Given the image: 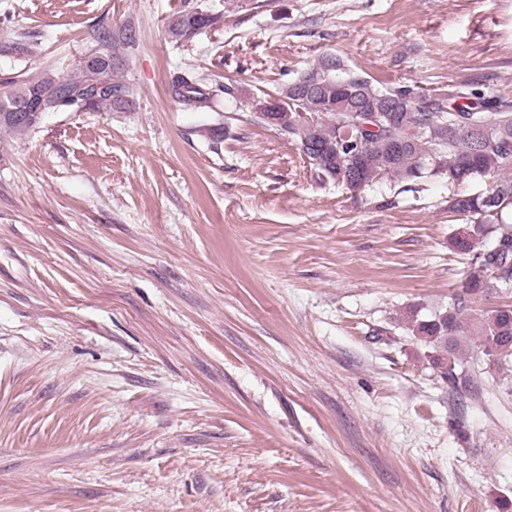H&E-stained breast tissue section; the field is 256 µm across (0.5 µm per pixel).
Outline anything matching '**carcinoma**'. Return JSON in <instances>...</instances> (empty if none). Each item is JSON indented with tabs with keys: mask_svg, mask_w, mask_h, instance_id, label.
Wrapping results in <instances>:
<instances>
[{
	"mask_svg": "<svg viewBox=\"0 0 512 512\" xmlns=\"http://www.w3.org/2000/svg\"><path fill=\"white\" fill-rule=\"evenodd\" d=\"M215 17L199 8L175 14L168 32L179 43L213 26ZM112 56L95 53L78 79L52 76L10 80V90L0 95V130L23 135L33 130L47 112H74L92 85L112 81L94 95L92 112L122 109L129 103L128 88L112 80ZM178 99L191 106L203 100L196 84L182 76L173 80ZM283 103L279 123L325 180L362 189L373 181L390 178L411 182L425 167L448 175L458 184L491 176L494 186L479 194L454 200L452 209L470 221L451 237L453 249L469 258L461 289L448 309L421 319L410 314L412 331L431 347L430 362L458 392L473 389L472 372L461 362L466 345L482 347L484 370L512 364V306L497 307L471 319L470 298L498 284L512 288V107L499 95L456 88L427 101L420 111L417 89L399 86L383 90L346 68L340 57H326L276 94ZM466 103L461 104L459 100ZM369 112L373 128L358 130L362 150L347 156L336 152L342 113ZM494 237L493 248L486 239Z\"/></svg>",
	"mask_w": 512,
	"mask_h": 512,
	"instance_id": "carcinoma-1",
	"label": "carcinoma"
}]
</instances>
